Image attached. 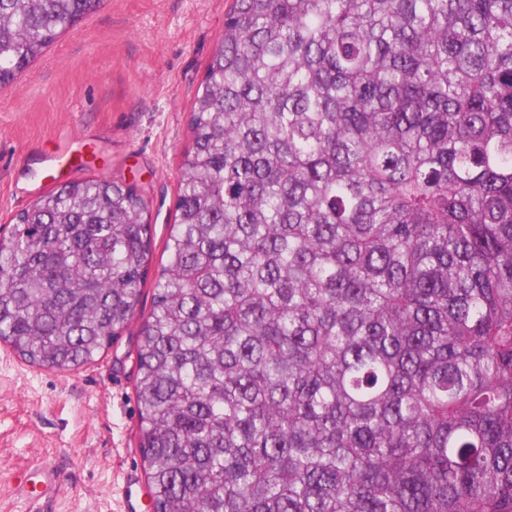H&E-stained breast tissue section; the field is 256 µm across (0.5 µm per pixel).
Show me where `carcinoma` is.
I'll return each mask as SVG.
<instances>
[{"mask_svg": "<svg viewBox=\"0 0 512 512\" xmlns=\"http://www.w3.org/2000/svg\"><path fill=\"white\" fill-rule=\"evenodd\" d=\"M103 0H0V89ZM137 332L155 512H512V0H233ZM135 187L0 235V343L136 316Z\"/></svg>", "mask_w": 512, "mask_h": 512, "instance_id": "cac0c4a2", "label": "carcinoma"}]
</instances>
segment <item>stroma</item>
<instances>
[{
	"label": "stroma",
	"mask_w": 512,
	"mask_h": 512,
	"mask_svg": "<svg viewBox=\"0 0 512 512\" xmlns=\"http://www.w3.org/2000/svg\"><path fill=\"white\" fill-rule=\"evenodd\" d=\"M231 6L105 0L0 90V230L10 231L39 191L51 189V181L37 186L29 177L44 150L62 141L84 148V177L131 184L148 204L154 253L141 307L150 310L192 101ZM138 329L131 324L93 363L69 372L29 365L0 343V512H123L131 477L136 512H149ZM37 464L57 470V496L16 494L17 477Z\"/></svg>",
	"instance_id": "obj_1"
}]
</instances>
